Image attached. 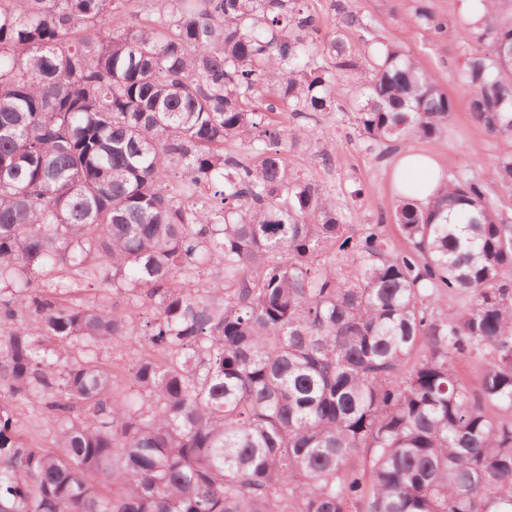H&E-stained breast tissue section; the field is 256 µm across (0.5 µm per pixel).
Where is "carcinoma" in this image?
I'll return each mask as SVG.
<instances>
[{
    "label": "carcinoma",
    "instance_id": "obj_1",
    "mask_svg": "<svg viewBox=\"0 0 512 512\" xmlns=\"http://www.w3.org/2000/svg\"><path fill=\"white\" fill-rule=\"evenodd\" d=\"M130 2L0 0V512H512V216L450 179L398 197L397 251L288 165L344 77L385 153L440 135L448 93L397 43L354 54L351 14L318 37L306 0ZM482 40L469 111L512 141V20ZM495 172L512 202V153ZM119 338L133 392L98 355Z\"/></svg>",
    "mask_w": 512,
    "mask_h": 512
}]
</instances>
